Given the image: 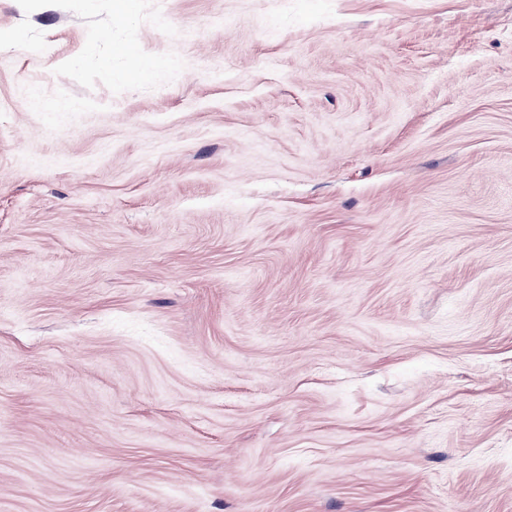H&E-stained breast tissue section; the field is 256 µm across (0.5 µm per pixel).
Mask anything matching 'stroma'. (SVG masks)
Here are the masks:
<instances>
[{
	"instance_id": "stroma-1",
	"label": "stroma",
	"mask_w": 512,
	"mask_h": 512,
	"mask_svg": "<svg viewBox=\"0 0 512 512\" xmlns=\"http://www.w3.org/2000/svg\"><path fill=\"white\" fill-rule=\"evenodd\" d=\"M112 4L0 0V512H512V0Z\"/></svg>"
}]
</instances>
